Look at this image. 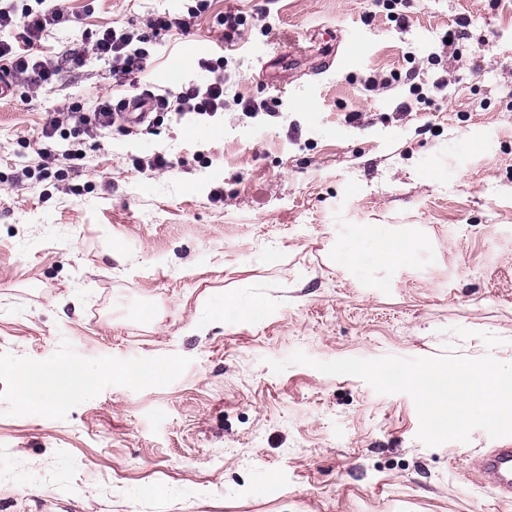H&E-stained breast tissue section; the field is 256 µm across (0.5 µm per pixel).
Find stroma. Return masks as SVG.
<instances>
[{
  "label": "stroma",
  "instance_id": "obj_1",
  "mask_svg": "<svg viewBox=\"0 0 512 512\" xmlns=\"http://www.w3.org/2000/svg\"><path fill=\"white\" fill-rule=\"evenodd\" d=\"M64 4L75 22L37 48L86 64L0 100V512H512L473 468L512 436L428 447L409 395L268 365L512 362V0H401L404 29L370 0H209L147 78L206 81L207 45L223 112L73 133L52 145L83 159L44 169L52 112L126 94L83 31L193 0ZM228 11L248 23L229 47ZM157 152L172 169L134 168ZM63 359L83 371L67 397L22 405L18 371Z\"/></svg>",
  "mask_w": 512,
  "mask_h": 512
}]
</instances>
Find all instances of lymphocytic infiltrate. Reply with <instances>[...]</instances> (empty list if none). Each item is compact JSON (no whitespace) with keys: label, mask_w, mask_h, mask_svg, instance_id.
<instances>
[{"label":"lymphocytic infiltrate","mask_w":512,"mask_h":512,"mask_svg":"<svg viewBox=\"0 0 512 512\" xmlns=\"http://www.w3.org/2000/svg\"><path fill=\"white\" fill-rule=\"evenodd\" d=\"M35 7L23 13H15L12 7L0 6V61L6 62L14 79L36 88L51 83L61 70L60 64L34 52L40 34L50 26L69 22L70 14L59 4H48L47 0H35ZM208 7L207 0H200L195 10L188 14H165L149 18L142 31H127L107 28L98 32L84 33L83 38L92 44V55L112 61V80L116 85L133 90L134 96L149 101L152 111L214 116L224 108L223 59H204L200 66L213 73L214 79L201 86L189 81L175 92L156 93L144 78L150 65L152 47L170 32H187L195 19ZM129 105L128 98L104 99L86 114L66 107L50 118L42 130L44 145L37 151L41 166L58 161L57 153L48 146L57 130L65 123L81 125L86 134L94 130L109 128L123 118Z\"/></svg>","instance_id":"obj_1"}]
</instances>
